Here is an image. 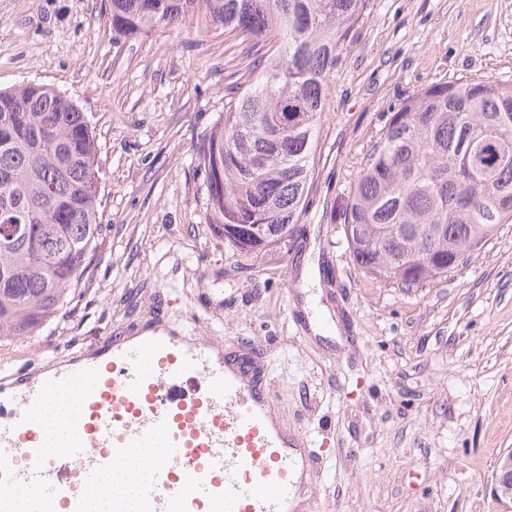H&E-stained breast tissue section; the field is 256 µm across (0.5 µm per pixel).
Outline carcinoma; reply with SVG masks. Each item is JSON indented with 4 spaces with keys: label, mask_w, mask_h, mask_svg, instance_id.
Returning <instances> with one entry per match:
<instances>
[{
    "label": "carcinoma",
    "mask_w": 512,
    "mask_h": 512,
    "mask_svg": "<svg viewBox=\"0 0 512 512\" xmlns=\"http://www.w3.org/2000/svg\"><path fill=\"white\" fill-rule=\"evenodd\" d=\"M203 2L243 36L240 91L227 75L224 119L197 168L206 223L235 255L288 252L317 147L328 80L370 0H109L112 31L182 22ZM97 145L52 87L0 91V339L34 336L90 267L100 224ZM512 221V85L435 83L391 114L344 213L356 265L420 287L448 276Z\"/></svg>",
    "instance_id": "carcinoma-1"
}]
</instances>
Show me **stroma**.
Segmentation results:
<instances>
[{
	"label": "stroma",
	"instance_id": "stroma-1",
	"mask_svg": "<svg viewBox=\"0 0 512 512\" xmlns=\"http://www.w3.org/2000/svg\"><path fill=\"white\" fill-rule=\"evenodd\" d=\"M107 0H0V90L43 83L89 117L106 229L70 303L0 341L38 379L152 328L244 349L309 460L297 512H505L512 448V223L448 277L404 289L352 260L343 212L390 114L438 82L512 81V0H372L332 73L288 254L231 255L206 226L196 152L242 37L206 9L116 36ZM330 279L305 288V263ZM337 325L313 333L310 316ZM492 490L497 501L512 504V448L506 450L497 462Z\"/></svg>",
	"mask_w": 512,
	"mask_h": 512
}]
</instances>
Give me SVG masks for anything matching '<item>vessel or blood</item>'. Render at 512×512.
<instances>
[{
	"instance_id": "obj_1",
	"label": "vessel or blood",
	"mask_w": 512,
	"mask_h": 512,
	"mask_svg": "<svg viewBox=\"0 0 512 512\" xmlns=\"http://www.w3.org/2000/svg\"><path fill=\"white\" fill-rule=\"evenodd\" d=\"M72 397L68 433L42 444L45 408ZM269 388L203 341L143 336L0 396V512H87L127 449L166 451L135 476L141 512H291L295 449L270 422Z\"/></svg>"
}]
</instances>
